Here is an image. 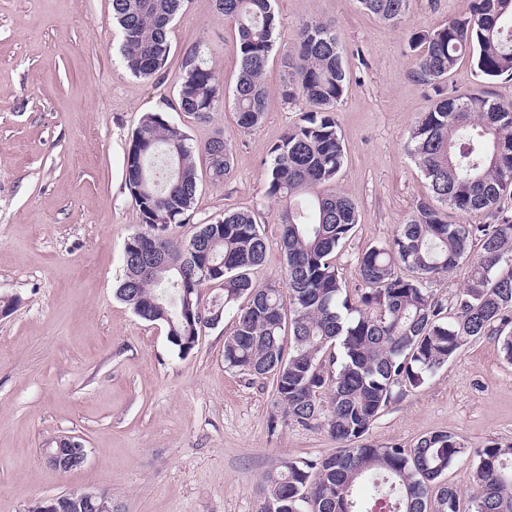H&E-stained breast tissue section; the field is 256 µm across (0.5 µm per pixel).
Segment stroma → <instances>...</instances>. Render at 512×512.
Here are the masks:
<instances>
[{"instance_id": "obj_1", "label": "stroma", "mask_w": 512, "mask_h": 512, "mask_svg": "<svg viewBox=\"0 0 512 512\" xmlns=\"http://www.w3.org/2000/svg\"><path fill=\"white\" fill-rule=\"evenodd\" d=\"M469 3L407 0L403 22L393 26L357 0H276L264 121L239 128L229 103L206 121L168 114L191 144L220 130L234 152L233 172L220 183L198 161L194 217L179 237L225 211H252L266 241L252 281L281 283L279 206L266 195L265 168L306 109L280 97L288 79L282 57L303 23L328 21L349 78L335 112L346 151L335 188L359 214L335 259L348 295H356L358 255L390 241L416 201L431 196L409 132L435 97L415 70L409 35L466 14ZM169 41L163 79L145 81L118 59L111 0H0V296L16 301L0 316V512H26L32 501L70 490L110 492L112 512H264L267 473L283 460L303 463L339 448L321 426L278 418L272 378L225 368L237 308L182 354L163 326L115 296L125 245L140 228L124 159L142 114L175 100L193 44L225 92L239 73L236 31L213 0H187ZM447 85L512 101V79L480 76L468 56ZM442 430L465 447L448 483L471 495L474 449L512 443V362L494 340L462 346L420 388L388 404L365 441L410 448ZM62 435L81 438L88 452L68 473L40 456Z\"/></svg>"}]
</instances>
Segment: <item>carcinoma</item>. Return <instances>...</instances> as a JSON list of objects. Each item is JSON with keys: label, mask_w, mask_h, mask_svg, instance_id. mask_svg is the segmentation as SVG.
I'll return each instance as SVG.
<instances>
[{"label": "carcinoma", "mask_w": 512, "mask_h": 512, "mask_svg": "<svg viewBox=\"0 0 512 512\" xmlns=\"http://www.w3.org/2000/svg\"><path fill=\"white\" fill-rule=\"evenodd\" d=\"M185 0H112L120 61L135 77L158 81L170 56L169 26ZM407 0H358L379 20L402 22ZM218 14L234 23L240 70L233 90L238 125H259L268 109L265 68L276 43L274 0H217ZM408 46L417 73L433 91L434 107L409 133L411 155L434 201L419 200L393 240L368 247L357 258L361 293L343 296L334 254L357 224L353 200L319 187L336 182L345 151L335 112L348 88L336 27L304 23L285 56L283 102L307 110L270 152L266 196L280 205L286 287L259 288L250 271L265 260L266 242L251 211H226L199 224L204 255L175 229L192 220L197 196L196 149L167 110L209 119L224 104V85L201 58L199 45L185 53L176 103L142 115L125 158L126 185L141 230L123 254L115 295L140 319L160 323L170 336H195L185 309L204 316L224 312L242 296L248 303L224 339V365L255 378H273L274 403L299 425L321 422L342 444L326 458L285 460L264 479L280 512H371L374 502L393 512H461L456 489L443 483L463 452L447 431L420 438L410 449L361 442L399 393L421 387L471 340L492 336L512 361V214L497 208L512 187V103L487 94H460L441 82L465 54L488 78H512V0H471L469 15L429 31H412ZM211 178L230 174L233 148L218 133L202 150ZM447 206L461 215L489 212L490 224H450ZM164 234L168 268L153 279L136 273L133 245ZM467 284L453 313L427 283L453 271L469 255ZM224 273L200 281L202 264ZM218 287L210 305L201 294L183 302V289ZM477 494L469 512H512V445L491 441L474 450ZM363 487L369 499L359 497Z\"/></svg>", "instance_id": "1"}]
</instances>
